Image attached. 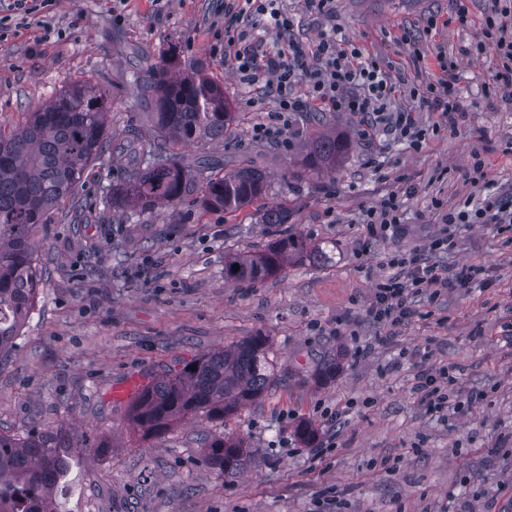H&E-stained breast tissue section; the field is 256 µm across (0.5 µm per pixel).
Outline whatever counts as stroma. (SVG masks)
I'll return each instance as SVG.
<instances>
[{
  "instance_id": "1",
  "label": "stroma",
  "mask_w": 512,
  "mask_h": 512,
  "mask_svg": "<svg viewBox=\"0 0 512 512\" xmlns=\"http://www.w3.org/2000/svg\"><path fill=\"white\" fill-rule=\"evenodd\" d=\"M303 44L322 34L359 47L392 76V107H415L431 134L421 149L384 136L366 141L361 115L298 114L289 146L255 140L273 103L242 85L224 54V0H51L12 17L0 34V129L10 130L66 81L101 87L112 101V133L149 117L132 72L167 40L181 42L240 113L221 144L176 145L183 163L208 159L221 175L263 171L267 194L233 214L206 210L198 195L175 210L116 219L108 188L127 169L121 152L86 169L74 194L35 237L43 280L36 308L0 370V433L66 428L88 447L72 449L79 491L55 489L69 512H512V224H463L438 256L473 265L464 288L415 294L412 318L371 321L375 284L390 276L395 251L427 252L451 210L512 194V102L491 76L494 52L465 54L480 37L493 0H334L331 15L305 0H278ZM436 29H429L430 18ZM457 59V95L466 114L447 126L414 106L410 86L437 82L438 52ZM349 132L352 148L335 173H301L307 139L324 127ZM487 176L471 183L473 156ZM414 185L405 229L368 237L363 218L387 192ZM287 208L283 230L329 246L332 263L288 265L251 286L224 280V252L249 250L281 228L258 221ZM262 333L276 386L221 422L187 419L161 439L142 436L131 406L142 385L193 355ZM336 373L319 374L327 358ZM451 369L447 418L427 410L421 375ZM308 423L313 442L295 428ZM243 440L249 459L224 475L202 459L201 434ZM110 447L97 454L93 442Z\"/></svg>"
}]
</instances>
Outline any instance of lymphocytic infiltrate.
<instances>
[{
	"instance_id": "obj_1",
	"label": "lymphocytic infiltrate",
	"mask_w": 512,
	"mask_h": 512,
	"mask_svg": "<svg viewBox=\"0 0 512 512\" xmlns=\"http://www.w3.org/2000/svg\"><path fill=\"white\" fill-rule=\"evenodd\" d=\"M274 0H224L225 47L232 50L236 71L242 83L255 84L260 74L270 72L275 80L266 90L275 106L273 122L257 125L255 139L268 143H285V133L297 113L326 107L338 112H354L365 119V138H374L383 131L393 139L420 148L427 131L417 121L413 110L387 108L393 87L380 65L366 58L360 48L343 46L335 36L323 35L313 47H305L294 35V21L274 8ZM254 17L256 25L275 29L285 47L277 52H264L256 46L241 24ZM484 40L467 47L470 55L494 50L499 66L493 81L504 97H512V0H494V7L485 20ZM441 76L437 84L414 88L410 96L423 106L439 112L449 125L458 124L464 111L460 105L456 81V60L438 53ZM305 95H298V87ZM404 190L388 192L378 207L366 212L364 222L369 235L394 237L401 233V209ZM445 224H511L512 199L500 196L486 198L475 209H459L444 215ZM394 267L392 276L375 285L369 315L375 323L396 325L409 318L413 310L408 297L420 288L467 286L476 271L461 267L456 271L430 263L426 254L394 253L388 259Z\"/></svg>"
}]
</instances>
